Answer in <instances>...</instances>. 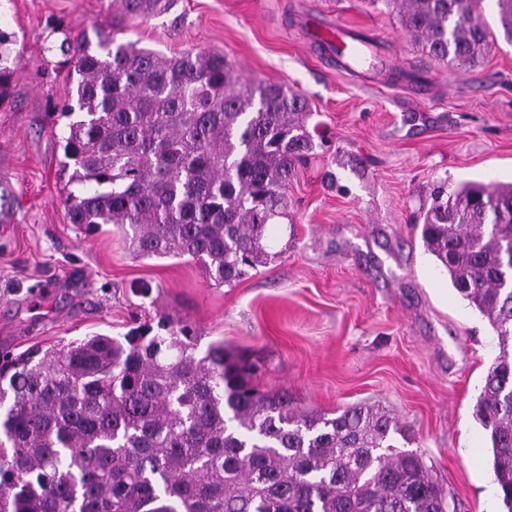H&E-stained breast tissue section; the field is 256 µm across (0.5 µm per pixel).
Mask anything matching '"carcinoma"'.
I'll use <instances>...</instances> for the list:
<instances>
[{"mask_svg":"<svg viewBox=\"0 0 512 512\" xmlns=\"http://www.w3.org/2000/svg\"><path fill=\"white\" fill-rule=\"evenodd\" d=\"M133 18L161 0H123ZM438 62L490 45L481 0H375ZM512 42V0H497ZM70 223L119 228L138 259L190 257L231 286L269 263V226L312 152L306 100L242 78L219 51L166 56L106 35L64 40ZM425 250L495 332L475 417L512 512V184L434 190ZM219 340L204 355L169 321L0 352V512H448L423 458L374 405L334 415L262 393Z\"/></svg>","mask_w":512,"mask_h":512,"instance_id":"1","label":"carcinoma"}]
</instances>
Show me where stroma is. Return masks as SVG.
<instances>
[{
	"label": "stroma",
	"instance_id": "obj_1",
	"mask_svg": "<svg viewBox=\"0 0 512 512\" xmlns=\"http://www.w3.org/2000/svg\"><path fill=\"white\" fill-rule=\"evenodd\" d=\"M127 18L120 0H0L11 76L0 97V351L169 320L198 352L225 344L261 366V391L303 410L382 406L411 437L449 512H499L489 440L473 416L498 354L488 321L451 286L414 223L434 184L512 182V43L495 0L491 47L473 67L432 60L370 0H179ZM368 32L385 75L310 42V16ZM173 55L223 52L246 79L303 96L316 147L288 186L274 258L217 286L190 258L138 259L125 236L70 223L61 113L77 76L65 38ZM51 282L47 294L37 284Z\"/></svg>",
	"mask_w": 512,
	"mask_h": 512
}]
</instances>
